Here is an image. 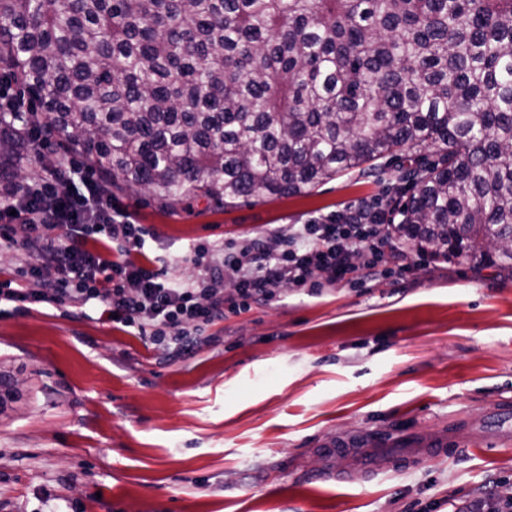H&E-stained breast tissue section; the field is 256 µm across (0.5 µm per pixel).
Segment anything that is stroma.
<instances>
[{
    "instance_id": "35a3bbf8",
    "label": "stroma",
    "mask_w": 512,
    "mask_h": 512,
    "mask_svg": "<svg viewBox=\"0 0 512 512\" xmlns=\"http://www.w3.org/2000/svg\"><path fill=\"white\" fill-rule=\"evenodd\" d=\"M352 172L307 194L161 210L112 202L153 233L170 278L189 243L288 235L398 186ZM0 512H457L512 493V273L424 260L360 286L280 296L207 327L171 359L78 299L0 305ZM452 441L447 456L420 449Z\"/></svg>"
}]
</instances>
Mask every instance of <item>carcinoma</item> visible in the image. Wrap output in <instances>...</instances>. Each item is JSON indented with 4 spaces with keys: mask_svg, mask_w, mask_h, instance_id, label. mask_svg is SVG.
Wrapping results in <instances>:
<instances>
[{
    "mask_svg": "<svg viewBox=\"0 0 512 512\" xmlns=\"http://www.w3.org/2000/svg\"><path fill=\"white\" fill-rule=\"evenodd\" d=\"M0 76L5 199L72 144L171 209L407 156L413 192L369 209L436 260L512 271V0H0ZM0 381L2 410L20 389Z\"/></svg>",
    "mask_w": 512,
    "mask_h": 512,
    "instance_id": "1",
    "label": "carcinoma"
}]
</instances>
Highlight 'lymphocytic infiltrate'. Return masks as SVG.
I'll use <instances>...</instances> for the list:
<instances>
[{"label": "lymphocytic infiltrate", "mask_w": 512, "mask_h": 512, "mask_svg": "<svg viewBox=\"0 0 512 512\" xmlns=\"http://www.w3.org/2000/svg\"><path fill=\"white\" fill-rule=\"evenodd\" d=\"M46 198L58 201L55 212L43 213ZM13 212L22 218L20 239L3 221ZM395 234V225L354 205L339 217L294 225L285 237H254L235 249L189 245L187 259L207 261L209 273L178 281L168 277L164 258L149 254L150 231L119 217L111 197L71 165L28 197L0 205V248L23 255V276L41 283L30 291L2 282L0 302L35 306L74 296L99 309L101 320L179 359L195 352L208 325L267 303L281 286L318 295L327 286L375 280L392 265L407 269L412 252L395 244ZM228 278L236 284L231 300L218 294Z\"/></svg>", "instance_id": "1"}]
</instances>
